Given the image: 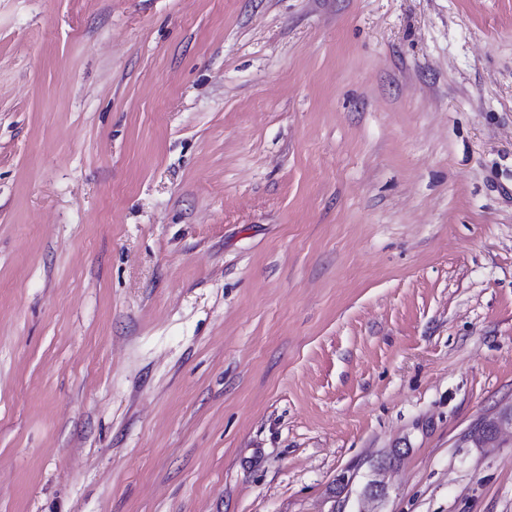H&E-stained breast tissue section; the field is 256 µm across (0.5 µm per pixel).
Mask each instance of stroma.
<instances>
[{
    "instance_id": "1",
    "label": "stroma",
    "mask_w": 512,
    "mask_h": 512,
    "mask_svg": "<svg viewBox=\"0 0 512 512\" xmlns=\"http://www.w3.org/2000/svg\"><path fill=\"white\" fill-rule=\"evenodd\" d=\"M510 407L512 0H0V512H512ZM508 424L512 426V415L500 414L496 417L490 418L473 435L476 448H489L493 447L497 435L502 426Z\"/></svg>"
}]
</instances>
